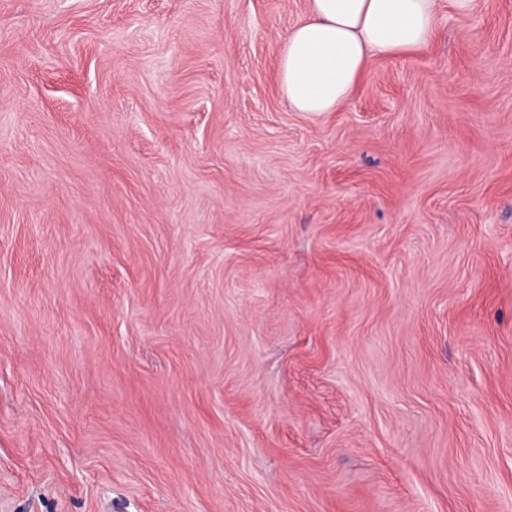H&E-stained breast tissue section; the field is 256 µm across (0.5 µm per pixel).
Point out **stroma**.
I'll return each mask as SVG.
<instances>
[{"instance_id":"stroma-1","label":"stroma","mask_w":512,"mask_h":512,"mask_svg":"<svg viewBox=\"0 0 512 512\" xmlns=\"http://www.w3.org/2000/svg\"><path fill=\"white\" fill-rule=\"evenodd\" d=\"M307 7L0 0V512H512V0ZM438 0H309L277 54L279 90L294 112H334L372 58L420 49L434 32Z\"/></svg>"}]
</instances>
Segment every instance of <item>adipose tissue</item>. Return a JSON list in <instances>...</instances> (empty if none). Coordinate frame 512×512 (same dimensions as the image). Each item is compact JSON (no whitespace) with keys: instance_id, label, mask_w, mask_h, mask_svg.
<instances>
[{"instance_id":"1","label":"adipose tissue","mask_w":512,"mask_h":512,"mask_svg":"<svg viewBox=\"0 0 512 512\" xmlns=\"http://www.w3.org/2000/svg\"><path fill=\"white\" fill-rule=\"evenodd\" d=\"M437 15L438 0H309L280 45L279 90L292 111H336L370 59L426 46Z\"/></svg>"}]
</instances>
